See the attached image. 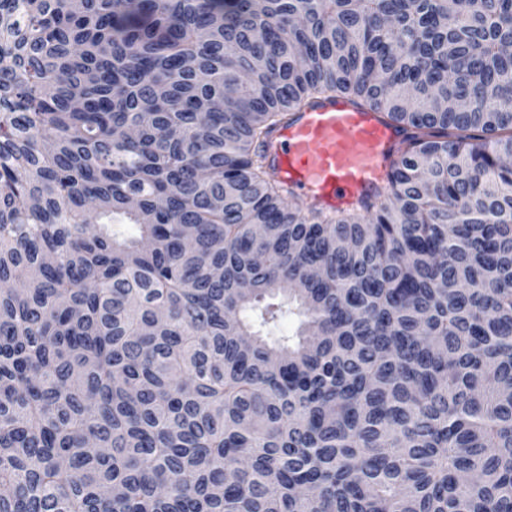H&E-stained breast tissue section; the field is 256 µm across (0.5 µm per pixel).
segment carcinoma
<instances>
[{
  "mask_svg": "<svg viewBox=\"0 0 512 512\" xmlns=\"http://www.w3.org/2000/svg\"><path fill=\"white\" fill-rule=\"evenodd\" d=\"M509 157L512 0H0V512H512ZM403 137L376 113L332 98L279 129L267 157L295 196L335 210L384 184Z\"/></svg>",
  "mask_w": 512,
  "mask_h": 512,
  "instance_id": "obj_1",
  "label": "carcinoma"
}]
</instances>
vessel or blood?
<instances>
[{"mask_svg":"<svg viewBox=\"0 0 512 512\" xmlns=\"http://www.w3.org/2000/svg\"><path fill=\"white\" fill-rule=\"evenodd\" d=\"M402 139L376 113L333 98L279 129L267 157L295 196L333 210L384 184Z\"/></svg>","mask_w":512,"mask_h":512,"instance_id":"vessel-or-blood-1","label":"vessel or blood"}]
</instances>
